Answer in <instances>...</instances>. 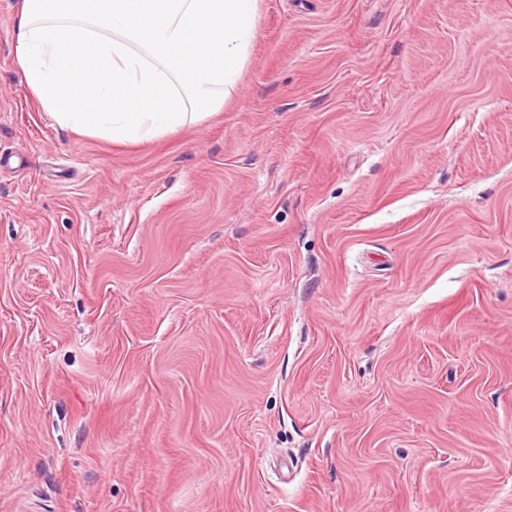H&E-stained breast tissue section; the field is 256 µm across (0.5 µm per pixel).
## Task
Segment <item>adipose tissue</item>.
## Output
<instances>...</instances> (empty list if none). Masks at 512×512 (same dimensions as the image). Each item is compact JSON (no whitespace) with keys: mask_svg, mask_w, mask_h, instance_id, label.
Wrapping results in <instances>:
<instances>
[{"mask_svg":"<svg viewBox=\"0 0 512 512\" xmlns=\"http://www.w3.org/2000/svg\"><path fill=\"white\" fill-rule=\"evenodd\" d=\"M258 14L259 0H21L16 66L60 127L150 141L223 108Z\"/></svg>","mask_w":512,"mask_h":512,"instance_id":"obj_1","label":"adipose tissue"}]
</instances>
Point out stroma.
<instances>
[{
    "label": "stroma",
    "instance_id": "1",
    "mask_svg": "<svg viewBox=\"0 0 512 512\" xmlns=\"http://www.w3.org/2000/svg\"><path fill=\"white\" fill-rule=\"evenodd\" d=\"M0 0V512H512V0H262L237 91L57 125Z\"/></svg>",
    "mask_w": 512,
    "mask_h": 512
}]
</instances>
